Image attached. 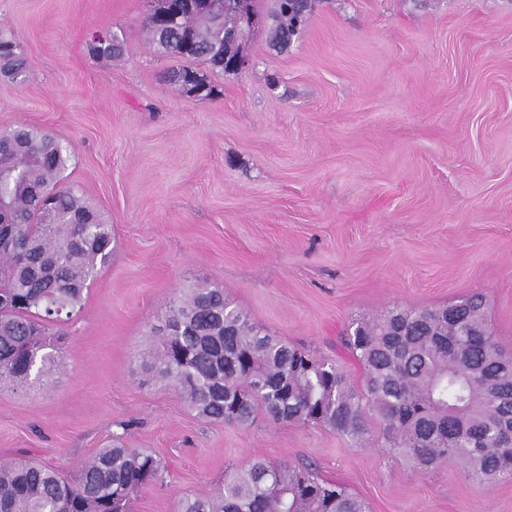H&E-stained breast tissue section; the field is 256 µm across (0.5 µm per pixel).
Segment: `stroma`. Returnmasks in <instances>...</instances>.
<instances>
[{
    "instance_id": "stroma-1",
    "label": "stroma",
    "mask_w": 512,
    "mask_h": 512,
    "mask_svg": "<svg viewBox=\"0 0 512 512\" xmlns=\"http://www.w3.org/2000/svg\"><path fill=\"white\" fill-rule=\"evenodd\" d=\"M147 0H0L27 58L0 74V131L68 142L63 183L112 226L110 264L64 327L44 381L0 386V463L42 461L77 478L121 436L160 457L133 512H173L261 459L309 463L370 512H512V476L484 487L448 459L419 473L331 428L258 416L209 423L173 387L142 383L136 356L182 288H223L264 332L336 361L352 321L485 295L512 353V0H312L284 50L270 17L250 65L208 72L202 102L185 60L142 31ZM123 35L96 59L94 33Z\"/></svg>"
}]
</instances>
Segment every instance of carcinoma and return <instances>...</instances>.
Listing matches in <instances>:
<instances>
[{
    "mask_svg": "<svg viewBox=\"0 0 512 512\" xmlns=\"http://www.w3.org/2000/svg\"><path fill=\"white\" fill-rule=\"evenodd\" d=\"M270 42L288 47L307 21L309 0H271ZM224 0L203 13L144 27L162 54L224 70V28L241 27ZM112 35L91 49L117 58ZM27 68L13 34L0 24V72ZM70 161L58 137L27 126L0 134V382L24 385L55 363L59 327L79 312L98 268L112 258V225L73 187L60 186ZM481 295L432 308L394 307L351 324L345 345L364 368L356 390L336 364L261 333L224 289L197 284L169 308L161 348L141 367L184 396L198 418L240 426L258 414L327 426L352 439L380 422L381 448L428 470L462 462L469 477L492 485L512 472V355L487 328ZM164 466L122 437L100 449L71 482L38 461L0 465V512H131L138 492ZM177 512H369L367 503L311 465L238 470L224 489L181 499Z\"/></svg>",
    "mask_w": 512,
    "mask_h": 512,
    "instance_id": "1",
    "label": "carcinoma"
}]
</instances>
